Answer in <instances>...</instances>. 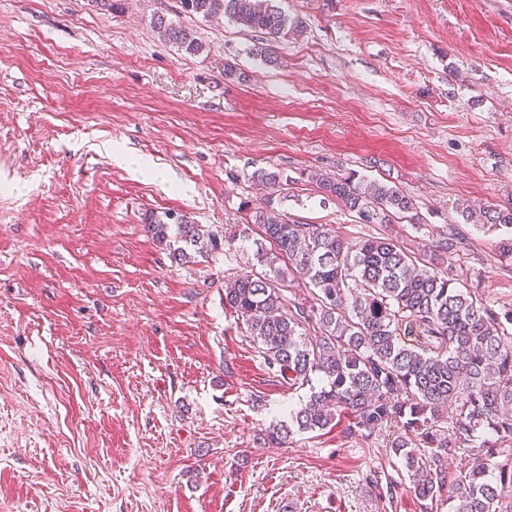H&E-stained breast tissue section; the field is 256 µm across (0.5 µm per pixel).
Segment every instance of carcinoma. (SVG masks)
<instances>
[{"label":"carcinoma","mask_w":512,"mask_h":512,"mask_svg":"<svg viewBox=\"0 0 512 512\" xmlns=\"http://www.w3.org/2000/svg\"><path fill=\"white\" fill-rule=\"evenodd\" d=\"M182 12L204 20L226 17L261 34L255 50L267 64L279 59L271 41L305 30L278 0H180ZM153 27L187 52L201 43L159 14ZM263 195L250 224L224 236L203 232L186 216L150 214L146 227L160 246L178 241L207 254L250 236L257 246L251 271L224 290V306L247 326L268 367L288 385L319 375L326 385L289 412L288 424L263 433L283 446L294 433L336 428L342 439H368L392 430L386 451L403 470L381 483L376 470L362 480L381 496L405 486L421 512L438 503L448 512H512V308L495 309L475 291L451 283L437 265L418 266L414 247L389 235L349 240L325 224H303L283 213L276 193L291 180L260 168L251 175ZM308 181L362 224H388L395 215L420 224L409 196L348 172L314 171ZM467 220L512 228V208H483ZM471 465L448 478V459Z\"/></svg>","instance_id":"1"}]
</instances>
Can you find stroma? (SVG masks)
I'll return each mask as SVG.
<instances>
[{"instance_id":"stroma-1","label":"stroma","mask_w":512,"mask_h":512,"mask_svg":"<svg viewBox=\"0 0 512 512\" xmlns=\"http://www.w3.org/2000/svg\"><path fill=\"white\" fill-rule=\"evenodd\" d=\"M279 5L307 28L274 43L273 68L179 0H0V512H420L362 480L401 469L384 437L258 441L310 389L224 308L254 240L179 262L145 219L245 223L252 172L276 167L288 216L381 232L307 181L351 170L414 198L422 227L389 234L422 255L457 234L449 278L512 307L500 231L463 212L512 206V0ZM157 14L201 51L164 41Z\"/></svg>"}]
</instances>
